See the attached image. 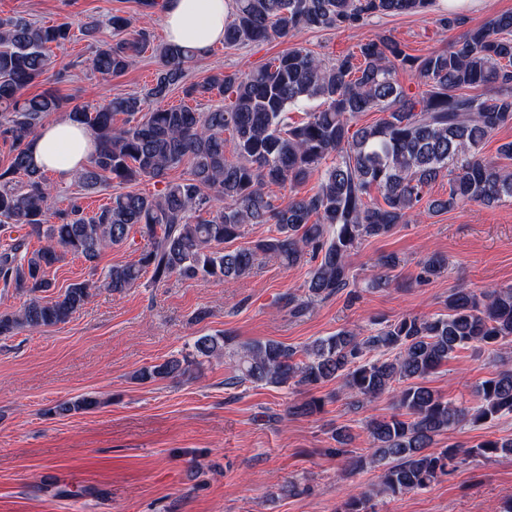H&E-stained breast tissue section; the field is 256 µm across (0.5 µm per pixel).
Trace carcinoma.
I'll list each match as a JSON object with an SVG mask.
<instances>
[{"label": "carcinoma", "instance_id": "1", "mask_svg": "<svg viewBox=\"0 0 512 512\" xmlns=\"http://www.w3.org/2000/svg\"><path fill=\"white\" fill-rule=\"evenodd\" d=\"M434 6L435 0H233L224 44L261 43L301 29H358L373 15ZM70 31L64 23L0 18V138L10 144L9 164L0 168V224L46 239L33 251L24 238L0 249V283L28 296L20 309L0 312L1 337L68 321L99 285L122 294L146 274L157 285L174 276L229 284L266 255L290 267L311 264L307 300L288 297L291 312L300 314L349 287L347 258L363 242L423 213L512 199V170L503 164L512 160V141L501 144L494 158L481 153L489 136L512 124V13L491 17L448 49L425 56H412L382 36L360 43L359 55L332 64L292 48L248 74L216 71L185 88L191 97L217 93L230 99L208 112L167 103L195 54L159 45V73L143 96L68 111L67 118L89 128L95 143L79 184L83 190L135 185L184 162L189 177L166 182L159 193L115 192L92 214L78 197L65 208L53 207L51 184L29 154L44 118L62 107V99L52 91L26 97L24 90L47 74H61L51 47L70 41ZM83 32L95 42L90 69L102 76L124 74L152 48L145 27L111 44L96 42L93 22ZM400 67L414 72L421 92L402 89L395 79ZM291 109L303 110L302 120L288 121ZM371 110L383 117L373 125L353 123ZM120 113L125 118L119 125L114 117ZM316 173L313 194L279 203L274 189L295 188ZM445 176L448 198H427V188ZM374 189L384 204L371 202ZM251 224L274 229L248 247L221 248L244 237ZM135 226L149 240L136 261L112 266L98 283H74L44 297L54 288L50 268L68 255L94 268L101 252L125 243ZM446 267L447 260L433 254L421 264V274L438 277ZM231 341L226 335L200 336L193 353L143 367L134 379L181 378L229 348L237 383L296 389L338 379L359 403L389 395L401 413L368 421L365 432L373 449L368 464L381 468L379 493L393 497L426 489L470 458L512 455V438L432 450L435 437L461 424L512 416L511 366L501 364L482 382L475 404L447 400L427 385L458 349L483 348L500 358L512 349V285L480 293L453 288L444 313L404 317L367 335L341 329L307 345L300 360L276 340L234 349ZM98 405L83 396L56 412ZM336 512H374L371 497L350 492Z\"/></svg>", "mask_w": 512, "mask_h": 512}]
</instances>
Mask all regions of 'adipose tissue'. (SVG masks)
<instances>
[{
  "label": "adipose tissue",
  "mask_w": 512,
  "mask_h": 512,
  "mask_svg": "<svg viewBox=\"0 0 512 512\" xmlns=\"http://www.w3.org/2000/svg\"><path fill=\"white\" fill-rule=\"evenodd\" d=\"M226 0H165V27L170 43L192 49L205 57L212 46L224 39ZM93 149L87 128L67 120L40 127L31 148V161L37 168L69 177L78 172Z\"/></svg>",
  "instance_id": "1"
}]
</instances>
